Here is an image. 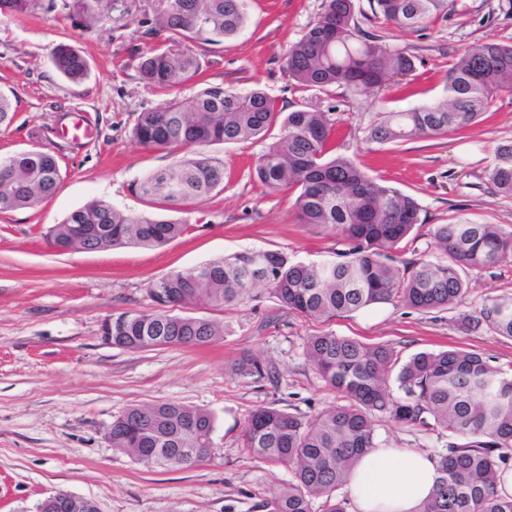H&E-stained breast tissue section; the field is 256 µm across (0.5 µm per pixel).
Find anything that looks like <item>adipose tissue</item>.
Here are the masks:
<instances>
[{
    "label": "adipose tissue",
    "mask_w": 512,
    "mask_h": 512,
    "mask_svg": "<svg viewBox=\"0 0 512 512\" xmlns=\"http://www.w3.org/2000/svg\"><path fill=\"white\" fill-rule=\"evenodd\" d=\"M437 461L409 448H376L353 467L345 492L352 512H418L435 488Z\"/></svg>",
    "instance_id": "ef3b65f1"
}]
</instances>
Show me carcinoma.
<instances>
[{"instance_id":"carcinoma-1","label":"carcinoma","mask_w":512,"mask_h":512,"mask_svg":"<svg viewBox=\"0 0 512 512\" xmlns=\"http://www.w3.org/2000/svg\"><path fill=\"white\" fill-rule=\"evenodd\" d=\"M114 0H73L85 26L98 23ZM455 0H373V10L393 28L417 32L448 14ZM246 21V0H162L146 34H163L164 46L137 58L139 79L176 90L198 79L201 62L185 42L219 45ZM417 57L363 30L355 0H325L323 11L288 49L285 69L305 88L342 87L367 97L416 70ZM53 64L68 80L88 75L87 60L74 48L56 49ZM447 97L417 108L384 112L367 132L383 146L433 137L473 124L502 92L512 93V44L490 42L462 50L446 76ZM337 118L306 106L284 111L260 89L246 93L220 85L164 108L143 112L132 129L140 145L180 152L173 165L148 174L136 192L154 208L208 199L224 187V166L206 146L262 138L274 126L282 135L257 159L258 180L271 190L297 191L302 224L336 231L346 249L333 261L293 263L280 251L249 250L174 272L151 283L152 312L112 315V346L129 351L207 346L224 336L208 319L169 314L199 303H238L264 288L280 304L305 318L328 321L397 300L419 311L453 309L467 292L466 276L512 258V229L458 219L430 232L436 257L405 261L401 245L420 223L417 200L368 176L350 156L337 151ZM490 183L512 198V141L494 148ZM61 183L54 152L35 148L0 159V210L34 208L53 197ZM87 224L84 240L96 250L116 246H163L188 229L186 222L131 216L105 200L77 209L47 237L67 247L71 225ZM461 329H484L512 338V295L491 298L476 314L462 313ZM305 360L341 402L307 416L273 406L255 410L241 435L255 458L284 463L293 479L258 504L262 512H347L339 495L357 459L382 445L373 417L401 427L447 433L437 454L438 476L419 512H512V496L497 490L512 466V367L493 366L474 350L421 351L401 359L391 346L366 343L332 332L311 336ZM238 374L260 379L272 371L244 359ZM215 420L204 409L168 401L135 405L112 421V447L150 466H192L213 454Z\"/></svg>"}]
</instances>
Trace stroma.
<instances>
[{
    "instance_id": "stroma-1",
    "label": "stroma",
    "mask_w": 512,
    "mask_h": 512,
    "mask_svg": "<svg viewBox=\"0 0 512 512\" xmlns=\"http://www.w3.org/2000/svg\"><path fill=\"white\" fill-rule=\"evenodd\" d=\"M45 2L32 0L22 15L0 13V91L15 110L12 125L0 128V157L50 139L62 175L57 195L39 206L0 211V512H36L53 491L87 498L98 512H258V503L288 484L292 472L242 448L243 427L269 404L311 415L337 400L303 354L309 336L321 332L385 343L404 357L465 349L493 365L512 366V339L461 331L458 310L423 313L392 301L319 322L288 311L262 289L233 306L189 308L191 316L223 324V337L212 345L127 351L106 344L103 319L155 310L149 285L172 272L242 250L326 261L342 244L331 229L297 222L295 192L269 190L257 179V158L281 135L275 127L261 140L206 147L224 165V187L183 207L190 230L180 238L161 248L57 252L49 228L93 200L133 216L147 212L137 184L177 156L145 148L131 134L140 113L170 100L141 82L136 70L137 56L155 44L144 31L156 0H114L109 16L90 29L74 11L49 12ZM357 5L364 30L388 35L390 44L417 56L409 81L363 98L339 88L300 89L284 57L324 0H247V22L235 37L198 47L200 82L186 85L182 97L201 84L244 93L260 88L288 112L301 106L334 112L344 151L370 176L420 204V227L405 259L433 258L431 229L461 217L511 229L512 198L497 192L487 170L494 146L512 140V95H500L458 134L383 147L367 142L366 134L380 113L445 97L459 50L489 41L512 44V0H456L448 16L414 33L389 31L370 0ZM60 44L87 60L84 81L69 82L56 71L52 53ZM77 113L91 124V138L46 137V127ZM505 293H512V259L471 276L460 310H478ZM248 356L273 364L276 380L238 375L239 361ZM168 400L214 415L216 448L209 460L187 468L146 466L113 448L107 432L115 417L134 405ZM374 424L389 448L431 453L445 443L432 430L404 428L385 417Z\"/></svg>"
}]
</instances>
